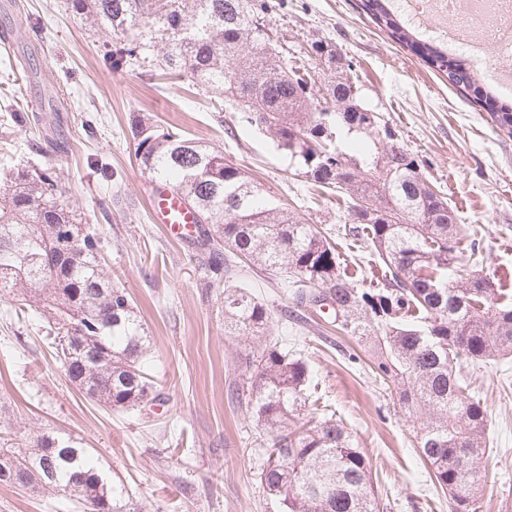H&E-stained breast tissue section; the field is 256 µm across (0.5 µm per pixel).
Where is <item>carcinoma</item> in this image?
<instances>
[{"mask_svg": "<svg viewBox=\"0 0 512 512\" xmlns=\"http://www.w3.org/2000/svg\"><path fill=\"white\" fill-rule=\"evenodd\" d=\"M362 10L401 46L448 78L512 134V102L500 97L465 59L408 28L392 0H361ZM71 11L112 31L102 45L118 71L142 66L155 50L168 70L188 74L207 93L236 106L291 158L310 186L344 203V235L364 242L383 270L378 288H360L332 234L266 197L224 153L187 139L154 116L130 118L135 157L153 182L190 200L197 243L210 272L224 281V325L238 336L264 337L272 314L245 284L250 270L290 289L297 304L328 308L330 324L373 349L368 369L392 388L413 422V445L451 512H478L487 482L489 415L456 373L512 355V303L498 301L496 278L484 272L481 240L461 236L460 215L389 122L360 101L352 61L323 41L312 43L323 78L310 63L278 50L261 21L269 0H69ZM157 28L142 29L150 16ZM132 29L139 37L123 39ZM15 109L5 134L39 121L10 89ZM324 99L332 110L315 107ZM51 168L17 167L0 174V292L22 296L48 315L45 340L69 380L112 409L149 400L143 368L148 333L125 289L104 273L103 245L90 216L65 201ZM245 381L228 390L267 436L256 473L281 512H379L372 463L322 406L304 422L316 393L301 354L267 344L246 361ZM53 456L51 471L42 468ZM14 459L19 485L67 492L74 484L90 512H122L86 450L71 438L42 434Z\"/></svg>", "mask_w": 512, "mask_h": 512, "instance_id": "1", "label": "carcinoma"}]
</instances>
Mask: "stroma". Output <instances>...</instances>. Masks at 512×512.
Returning <instances> with one entry per match:
<instances>
[{
	"instance_id": "1",
	"label": "stroma",
	"mask_w": 512,
	"mask_h": 512,
	"mask_svg": "<svg viewBox=\"0 0 512 512\" xmlns=\"http://www.w3.org/2000/svg\"><path fill=\"white\" fill-rule=\"evenodd\" d=\"M20 3L37 19L38 36L19 25ZM267 21L290 54L307 57L312 42L323 40L357 63L362 104L419 157L457 209L464 234L481 238L484 267L512 301V135L381 31L359 0H285ZM4 29L15 35L0 45V62L11 60L25 77L24 102L52 120L60 150L47 159L0 141V170L52 163L74 209H107L108 219L93 227L106 274L130 294L150 337L144 368L155 399L123 411L89 400L47 348L46 320L32 310L16 315V297L0 292V442L22 452L36 435L70 436L96 461L123 512H279L256 478L261 429L227 397L263 344L225 332L223 284L212 281L191 242L150 222L149 178L136 161L129 118L152 113L223 151L307 223L338 227L339 201L312 196L288 156L240 123L234 108L215 110L190 79H165L161 54L145 67L110 70L101 47L111 31L73 14L68 0H0ZM99 162L111 165L118 186L101 180ZM248 283L271 310L272 339L301 351L319 394L371 458L386 512H449L416 455L410 419L370 376L369 354L319 323L316 312L308 328L287 323L291 297L264 272H252ZM459 371L488 407L498 462L499 479L479 512H512V399L501 388V365L464 362ZM0 512L87 509L70 496L1 484Z\"/></svg>"
}]
</instances>
